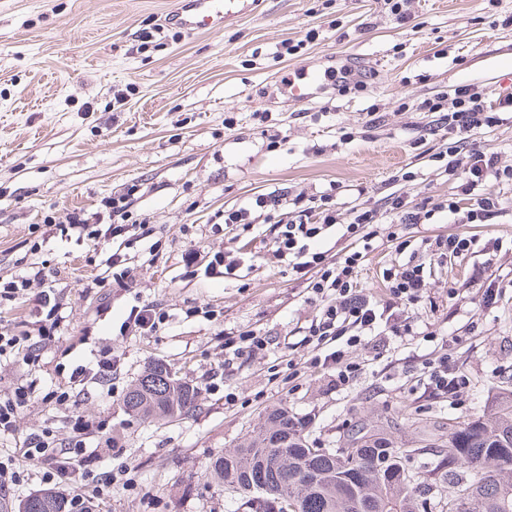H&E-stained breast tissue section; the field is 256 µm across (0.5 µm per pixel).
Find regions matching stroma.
<instances>
[{
    "label": "stroma",
    "instance_id": "1",
    "mask_svg": "<svg viewBox=\"0 0 512 512\" xmlns=\"http://www.w3.org/2000/svg\"><path fill=\"white\" fill-rule=\"evenodd\" d=\"M173 7L0 0V282L39 265L54 278L61 317L38 363H0V394L29 381L39 394L18 433L0 436V455L43 428L65 437L80 415L109 424L88 441L103 452L97 474L132 481L113 484L94 512H240V499L209 483L206 467L285 407L309 419L313 447H337L362 426L418 449L404 461L417 470L436 459L449 427L489 415L498 393L512 390V186H500L502 213L487 224L375 225L358 280L381 302L390 299L384 268L425 260L441 235L465 234L475 245L433 266L422 301L404 310L414 336L380 358L358 350L362 369L343 390L327 371L288 378L319 304L307 275L267 248L290 209L268 213L254 201L333 185L345 224L359 186L372 203L394 192L415 203L445 199L448 175L433 160L448 145L444 116L420 104H450L462 85L498 97L495 78L512 68V0H412L406 22L384 0H261L220 30L193 33L168 23ZM310 30L315 40H306ZM288 39L306 45L280 56ZM353 53L349 90L289 101V72L324 70ZM373 105L379 119L370 128ZM407 171L412 180H399ZM118 197L128 221L146 229L120 249L123 288L112 278L111 248L96 246L90 229L59 231L74 208L100 212ZM242 207L250 228L225 227V212ZM398 236L409 240L406 251L396 249ZM224 248L251 254V263L211 270V255ZM490 286L497 301L479 308ZM155 304L169 316L156 333L126 326L132 308ZM252 330L268 335L267 349L225 372V336ZM427 332L454 337L453 364L470 382L462 402L426 392ZM104 350L119 358L108 379L70 386L73 370L95 367ZM156 362L197 389L193 413L159 423L128 414L126 393ZM57 387L69 389V401L47 400ZM110 438L119 454L105 455Z\"/></svg>",
    "mask_w": 512,
    "mask_h": 512
}]
</instances>
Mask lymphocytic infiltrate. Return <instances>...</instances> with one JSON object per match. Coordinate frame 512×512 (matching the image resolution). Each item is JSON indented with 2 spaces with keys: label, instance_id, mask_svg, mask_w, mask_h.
<instances>
[{
  "label": "lymphocytic infiltrate",
  "instance_id": "1",
  "mask_svg": "<svg viewBox=\"0 0 512 512\" xmlns=\"http://www.w3.org/2000/svg\"><path fill=\"white\" fill-rule=\"evenodd\" d=\"M510 110L511 96L493 100L468 86L456 90L448 112V132L454 143L450 148L451 158L445 164L451 187L447 198L434 206L414 205L406 197L394 195L376 207L353 208L351 221L343 225L339 222L336 192L332 189L308 198L274 193L256 200L259 208H295V220L280 225L271 247L293 270L311 271L309 288L324 302L320 314L307 328V355L302 364L294 366L293 377H300L306 368L328 370L335 373L337 386H346L360 371L359 363L349 360L350 352L360 348L381 350L393 338L412 335L413 328L406 318L379 308L359 288L362 251H352L340 262H328L324 250L326 233L339 226L345 236L368 245L372 242L371 225L386 218L395 224H414L443 213L458 224H484L497 217L501 199L496 188L512 183V164H503L498 153L468 145L466 136L473 130L496 126L502 114ZM472 245V239L467 237L440 238L431 249L428 261H408L384 269L383 280L389 294L405 305L417 304L427 288L432 262L465 255ZM449 345L445 339L434 347L424 367L425 390L435 396L456 399L462 396L469 380L451 365ZM93 431L92 423L82 416H74L67 437L56 438L50 431L33 435L23 456L43 468L46 478L68 486L74 499L87 501L84 480L99 460L97 452L86 446Z\"/></svg>",
  "mask_w": 512,
  "mask_h": 512
}]
</instances>
